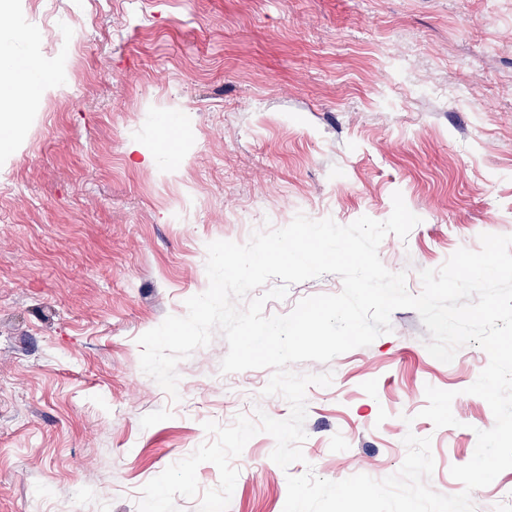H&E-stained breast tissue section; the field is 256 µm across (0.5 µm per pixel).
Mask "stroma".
Instances as JSON below:
<instances>
[{
	"instance_id": "35a3bbf8",
	"label": "stroma",
	"mask_w": 512,
	"mask_h": 512,
	"mask_svg": "<svg viewBox=\"0 0 512 512\" xmlns=\"http://www.w3.org/2000/svg\"><path fill=\"white\" fill-rule=\"evenodd\" d=\"M0 41L47 82L0 151V512H138L204 422L288 416L271 369L221 373L219 333L179 361L178 399L140 368L138 337L207 289L209 242L300 213L383 221L398 192L420 222L378 254L417 294L420 270L512 235V0H0ZM169 116L187 122L176 144ZM342 287L297 283L264 313ZM391 327L294 365L332 375L307 389L304 459L282 469L255 435L228 512H284L309 469L384 479L409 433L431 440L429 486L462 491L450 469L495 422L468 392L489 357L433 358L411 309ZM429 385L454 392L456 425L421 417ZM472 501L512 512V468Z\"/></svg>"
}]
</instances>
